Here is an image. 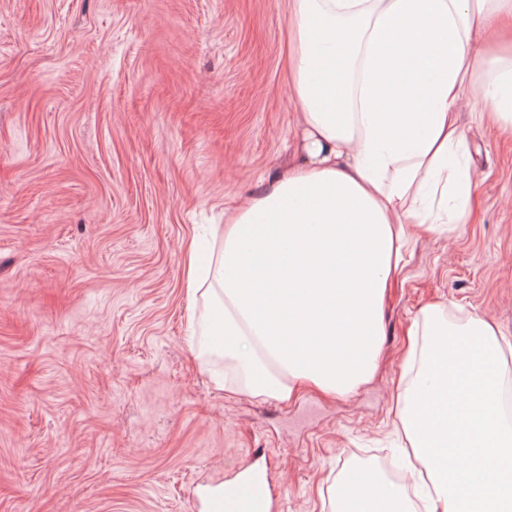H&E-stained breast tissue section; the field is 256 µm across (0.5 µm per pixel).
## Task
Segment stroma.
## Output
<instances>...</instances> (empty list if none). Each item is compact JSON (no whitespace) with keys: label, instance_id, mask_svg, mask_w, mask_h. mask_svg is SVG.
Segmentation results:
<instances>
[{"label":"stroma","instance_id":"stroma-1","mask_svg":"<svg viewBox=\"0 0 512 512\" xmlns=\"http://www.w3.org/2000/svg\"><path fill=\"white\" fill-rule=\"evenodd\" d=\"M288 0H0V512H192L252 459L270 512L401 483L392 398L420 310L512 334V136L475 147L472 220L421 238L374 380L340 399L213 390L187 346L181 247L294 158Z\"/></svg>","mask_w":512,"mask_h":512}]
</instances>
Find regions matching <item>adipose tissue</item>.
<instances>
[{"instance_id": "obj_1", "label": "adipose tissue", "mask_w": 512, "mask_h": 512, "mask_svg": "<svg viewBox=\"0 0 512 512\" xmlns=\"http://www.w3.org/2000/svg\"><path fill=\"white\" fill-rule=\"evenodd\" d=\"M512 0H288L289 100L302 160L182 247L189 349L233 386L284 402L301 385L343 398L375 376L384 303L413 245L467 223L474 174L458 115L512 130ZM271 234L247 236L254 224ZM493 319L421 311L396 417L426 512H512V426L499 403ZM362 512H414L403 487L333 489Z\"/></svg>"}]
</instances>
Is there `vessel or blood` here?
Here are the masks:
<instances>
[{"instance_id": "1", "label": "vessel or blood", "mask_w": 512, "mask_h": 512, "mask_svg": "<svg viewBox=\"0 0 512 512\" xmlns=\"http://www.w3.org/2000/svg\"><path fill=\"white\" fill-rule=\"evenodd\" d=\"M270 493L267 475L255 468L198 501L196 512H265Z\"/></svg>"}]
</instances>
